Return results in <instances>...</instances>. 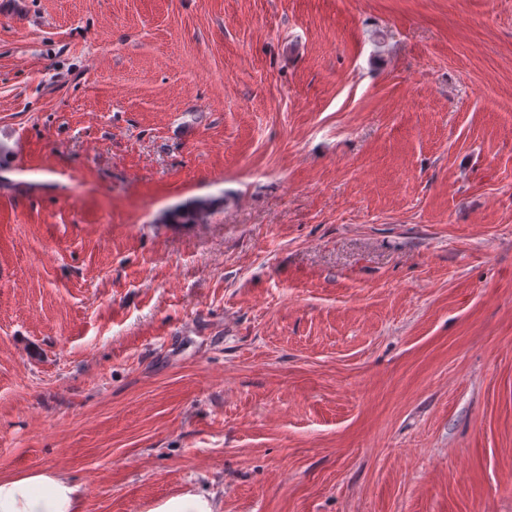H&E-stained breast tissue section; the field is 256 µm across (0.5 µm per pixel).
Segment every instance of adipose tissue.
<instances>
[{
  "mask_svg": "<svg viewBox=\"0 0 512 512\" xmlns=\"http://www.w3.org/2000/svg\"><path fill=\"white\" fill-rule=\"evenodd\" d=\"M82 484L60 471L0 474V512H84Z\"/></svg>",
  "mask_w": 512,
  "mask_h": 512,
  "instance_id": "adipose-tissue-1",
  "label": "adipose tissue"
}]
</instances>
